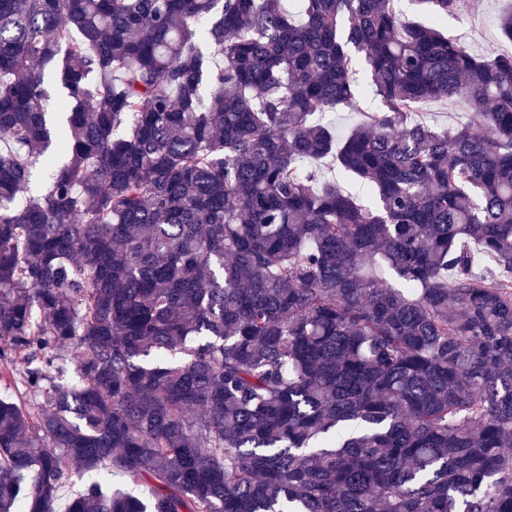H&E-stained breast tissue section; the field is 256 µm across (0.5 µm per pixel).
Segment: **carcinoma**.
Segmentation results:
<instances>
[{
  "label": "carcinoma",
  "instance_id": "carcinoma-1",
  "mask_svg": "<svg viewBox=\"0 0 512 512\" xmlns=\"http://www.w3.org/2000/svg\"><path fill=\"white\" fill-rule=\"evenodd\" d=\"M300 16L0 0V512H512V54ZM357 69L356 77L362 86V95L359 96L358 109L340 108L322 116L323 122L331 123L336 128V133L339 136L345 135L352 126L365 120L362 111L377 112L382 107L380 99L376 98L369 88L364 87L366 79L363 67L359 65ZM416 118L430 124L450 127L466 122L469 114L460 101H436L425 105ZM312 165H315L320 170L323 180L336 181V186H338L341 190L355 195L365 202H368L365 189L359 181L351 177H343L339 175L338 170L336 168L333 170L328 162H316Z\"/></svg>",
  "mask_w": 512,
  "mask_h": 512
}]
</instances>
